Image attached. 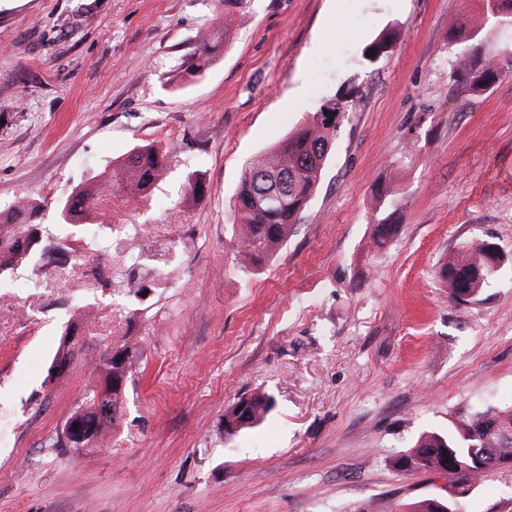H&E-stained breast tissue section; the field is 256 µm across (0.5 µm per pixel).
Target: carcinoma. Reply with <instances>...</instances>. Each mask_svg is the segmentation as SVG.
<instances>
[{
	"label": "carcinoma",
	"instance_id": "carcinoma-1",
	"mask_svg": "<svg viewBox=\"0 0 512 512\" xmlns=\"http://www.w3.org/2000/svg\"><path fill=\"white\" fill-rule=\"evenodd\" d=\"M486 18L501 29L512 28V0H482ZM397 38L389 30L368 45L372 49L369 61H377ZM224 40V33H204L187 64L201 75L207 71L215 50ZM448 46L453 57L451 79L461 92L471 96L487 93L506 73L512 72V51L496 52L484 31V24H474L466 31L451 34ZM495 52L499 61L479 65L478 55ZM356 104L350 94L322 106V111L302 121L279 144L256 157L245 168L234 200L232 235L238 249L250 258L245 272L260 270L266 259L276 254L287 242L295 224L307 209L317 188L324 164L330 154L337 127ZM169 162L166 150L157 144L135 146L116 163L112 175L87 185L71 194L60 206L59 217L65 224H94L109 229L112 247L126 253L128 266L115 272L124 283L125 295L135 303L145 288H164L172 249L162 246L146 256L138 244L140 229L111 225L104 221L112 201L145 198L163 176ZM42 205L26 199L5 211H0V275L28 265L33 261L35 246L40 243L38 225L33 219ZM395 224L386 216L373 225L372 240L383 245L394 233ZM62 255L80 254L93 250L92 241L78 234L49 244ZM151 261L154 274L147 280L137 274L143 259ZM473 268L484 271V277L473 279ZM495 271L485 246L465 242L452 251L438 268V278L448 288V297L457 304H469L478 299ZM138 362L137 348L124 344L100 362L102 384L86 390L83 402L70 419L80 422L82 438L64 436L66 447L83 453L91 441L110 431L120 417L122 390L112 388V380L131 378ZM272 405L269 395L254 392L242 396L224 410V437L231 438L241 430L260 423ZM512 433V410H498L486 403L479 409L457 415L446 432H427L414 445L394 460L400 471L414 464L423 473L440 474L445 464L453 460L460 469L448 473V492L471 495L485 472L472 467L473 457L492 465L498 459L512 456V440L503 433Z\"/></svg>",
	"mask_w": 512,
	"mask_h": 512
}]
</instances>
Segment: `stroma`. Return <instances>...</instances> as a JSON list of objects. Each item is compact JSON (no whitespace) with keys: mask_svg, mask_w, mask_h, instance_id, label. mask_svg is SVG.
<instances>
[{"mask_svg":"<svg viewBox=\"0 0 512 512\" xmlns=\"http://www.w3.org/2000/svg\"><path fill=\"white\" fill-rule=\"evenodd\" d=\"M480 0H0V206L43 200L41 238L73 228L59 205L137 144L171 163L150 196L114 201L176 248L167 287L129 303L83 286L75 258L0 276V512H358L440 495L447 478L393 458L461 409H512V73L458 94L451 28ZM232 27H225V14ZM214 64L182 66L205 29ZM400 37L378 61L365 48ZM338 127L318 190L257 273L231 242L245 165L327 102ZM208 191L188 202L190 178ZM398 230L374 247L381 199ZM502 261L457 305L433 271L465 241ZM80 353L48 369L70 323ZM134 344L136 371L107 442L58 444L97 385V362ZM268 393L259 425L224 438V410ZM512 497L491 471L463 512Z\"/></svg>","mask_w":512,"mask_h":512,"instance_id":"1","label":"stroma"}]
</instances>
